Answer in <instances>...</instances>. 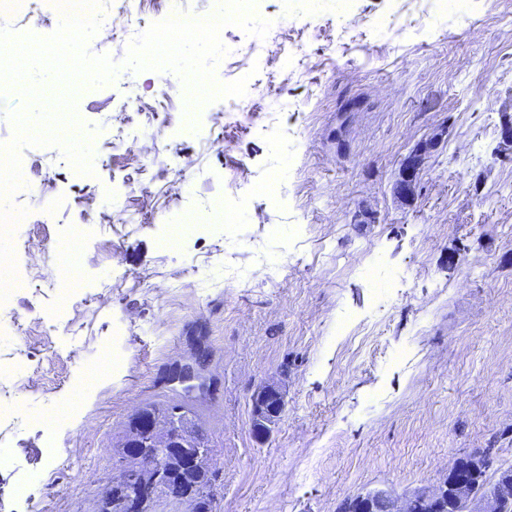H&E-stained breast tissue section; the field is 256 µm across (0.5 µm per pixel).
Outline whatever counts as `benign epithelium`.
<instances>
[{
    "label": "benign epithelium",
    "mask_w": 512,
    "mask_h": 512,
    "mask_svg": "<svg viewBox=\"0 0 512 512\" xmlns=\"http://www.w3.org/2000/svg\"><path fill=\"white\" fill-rule=\"evenodd\" d=\"M173 382L189 389H196L197 374L190 363L177 365L172 373ZM252 421L266 430L274 424L285 409V400L280 388L271 383L258 386L251 396ZM177 422L169 419L154 420L136 414L132 427H146L151 431L148 447L138 441L130 442L132 458L140 465L131 468L125 463L115 466L111 484L122 486L139 481V486L153 491L170 492L171 486L163 483V477L170 476L167 465L176 463L182 476L209 469V451L194 447V433L188 429L186 418L181 411H174ZM512 500V481L492 483L483 490L463 478L453 485L445 480L419 490L413 494L396 497L386 491H370L356 497L357 512H373V507L383 503L387 512H504L505 505Z\"/></svg>",
    "instance_id": "benign-epithelium-1"
}]
</instances>
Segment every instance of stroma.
<instances>
[{
	"mask_svg": "<svg viewBox=\"0 0 512 512\" xmlns=\"http://www.w3.org/2000/svg\"><path fill=\"white\" fill-rule=\"evenodd\" d=\"M275 36L303 54L235 53ZM223 38L225 85L256 86L225 150L150 72L74 92L93 176L54 146L23 149L24 181L56 186V217L11 198L28 210L15 255L37 279L13 301L25 335L0 327L16 383L0 414L27 420L0 432V512H97L130 417L182 399L210 448L212 512H336L428 487L479 449L512 462V0H473L462 21L416 0H263ZM218 199L231 217L190 229ZM171 224L188 227L173 248ZM76 234L67 302L48 282ZM260 255L284 265L277 283ZM228 267L242 280L225 284ZM198 337L207 391L187 399L167 375ZM263 381L286 407L259 431Z\"/></svg>",
	"mask_w": 512,
	"mask_h": 512,
	"instance_id": "stroma-1",
	"label": "stroma"
}]
</instances>
